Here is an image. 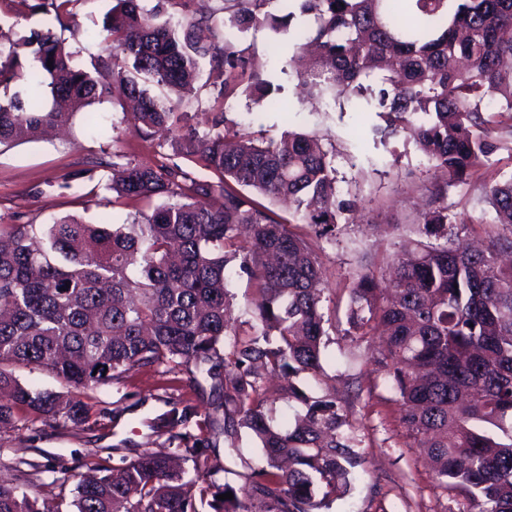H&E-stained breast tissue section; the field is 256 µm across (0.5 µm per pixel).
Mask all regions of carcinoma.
Returning a JSON list of instances; mask_svg holds the SVG:
<instances>
[{
  "mask_svg": "<svg viewBox=\"0 0 512 512\" xmlns=\"http://www.w3.org/2000/svg\"><path fill=\"white\" fill-rule=\"evenodd\" d=\"M279 2L285 14L266 6ZM74 0H48L73 39L85 35ZM174 23L138 0H116L96 34L104 53L72 64L48 28L0 50V143L36 137L117 92L133 103L125 121L154 149L149 163H112L116 197L149 205L117 228L68 218L0 224V423L27 407L44 424L86 418L76 397L22 385L4 365L39 368L76 389L122 381L143 367L184 368L186 386L210 388L212 427L259 444L243 483L211 463L185 408L172 412L169 440L95 469L76 484L71 512H320L345 498L362 447L353 413L336 398L323 365L328 336L324 275L315 239L336 243L357 212L338 199L334 154L316 133L259 140L230 126L225 98L240 94L283 112L239 37L290 29L298 7L311 24L295 30L293 53L310 46L317 64L298 85L330 102L381 85L380 141L402 134L446 178L430 191L420 223L403 229L389 274L364 268L348 291L345 335L379 332L376 364L397 396L402 423L458 512H512V177L485 186L494 216L489 243L472 249L448 227V184L471 178L494 151L491 113L512 115V0H166ZM52 66H47L48 60ZM206 66L215 91L201 113L177 111L150 93L177 97ZM286 201L304 237L261 204ZM257 282L249 331L231 325L228 270ZM282 380L294 408L275 423L265 380ZM193 463L194 476L177 465ZM232 493L233 498L217 496ZM0 512H59L0 479Z\"/></svg>",
  "mask_w": 512,
  "mask_h": 512,
  "instance_id": "obj_1",
  "label": "carcinoma"
}]
</instances>
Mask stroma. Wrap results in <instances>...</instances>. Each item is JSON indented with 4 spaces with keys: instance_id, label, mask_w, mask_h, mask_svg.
Masks as SVG:
<instances>
[{
    "instance_id": "35a3bbf8",
    "label": "stroma",
    "mask_w": 512,
    "mask_h": 512,
    "mask_svg": "<svg viewBox=\"0 0 512 512\" xmlns=\"http://www.w3.org/2000/svg\"><path fill=\"white\" fill-rule=\"evenodd\" d=\"M19 0H0V48L11 40L54 26L53 13L20 12ZM272 34L250 31L240 41L249 49L264 77L279 89L291 109L277 112L237 95L224 103L239 130L276 138L286 130L316 133L336 148L337 187L341 198L358 194L362 210L346 215L336 243L320 242L318 256L326 275L324 308L331 321L328 350L335 357L327 367L335 375L342 404L349 406L362 427V462L350 494L330 512H454L451 496L436 488L412 439L401 423L398 405L385 388L382 373L364 342L345 336L347 288L362 259H378L383 246L398 242V225L418 220L421 204L439 180L425 156L404 137L379 142L372 133L380 119L375 109L335 106L299 100L296 79L287 71L286 56L271 52ZM126 104L114 96L94 104L102 127L87 125L76 115L59 137L42 135L0 146V222L13 219L39 226L72 215L89 224L110 216L112 224L130 222L135 210L113 200L105 184L114 152L127 159H148L149 150L123 119ZM478 178L449 185L448 222L484 239L492 217ZM182 373L162 375L144 367L125 380L90 390L88 417L45 425L18 406L10 422L0 424V475L18 468L20 492L60 504L71 497L80 476L91 468L112 467L121 456L168 448L164 429L173 410L185 405L205 412L209 394L189 390ZM203 438L218 451L227 481L240 484L245 463L259 459L249 436L228 453L221 430L203 429Z\"/></svg>"
}]
</instances>
